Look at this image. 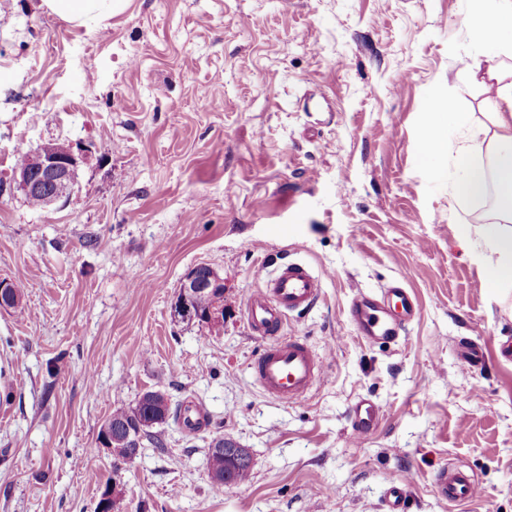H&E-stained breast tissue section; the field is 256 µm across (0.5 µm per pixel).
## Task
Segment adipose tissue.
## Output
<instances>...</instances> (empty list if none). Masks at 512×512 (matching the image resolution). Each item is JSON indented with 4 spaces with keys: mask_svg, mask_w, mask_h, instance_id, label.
<instances>
[{
    "mask_svg": "<svg viewBox=\"0 0 512 512\" xmlns=\"http://www.w3.org/2000/svg\"><path fill=\"white\" fill-rule=\"evenodd\" d=\"M128 0H43L47 10L60 19L85 27L124 11ZM469 32L475 46L471 56L463 60L465 77L488 82L493 95L489 100L494 134L486 143L487 164L465 165L454 193L460 198L481 199L495 190L499 205L497 221L486 233L498 255L488 271L487 283L498 287L504 278L512 277V73L494 64L497 55L512 49V0H474ZM469 117L456 107H449L447 123L431 122L422 148L426 158H442L448 152L449 131H462Z\"/></svg>",
    "mask_w": 512,
    "mask_h": 512,
    "instance_id": "ef3b65f1",
    "label": "adipose tissue"
}]
</instances>
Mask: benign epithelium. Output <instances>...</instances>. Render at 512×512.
Instances as JSON below:
<instances>
[{
  "label": "benign epithelium",
  "mask_w": 512,
  "mask_h": 512,
  "mask_svg": "<svg viewBox=\"0 0 512 512\" xmlns=\"http://www.w3.org/2000/svg\"><path fill=\"white\" fill-rule=\"evenodd\" d=\"M85 152L86 148L73 142L63 154L43 148L28 152L26 165L13 172L17 188L26 197H39L43 208L68 198L74 192L76 172ZM206 283L220 287L224 285V278L213 269L205 280L198 276L196 270L188 271L171 306L175 320L193 322L202 318L211 326L224 324V306L214 305L203 317L197 315L192 307L194 296Z\"/></svg>",
  "instance_id": "benign-epithelium-1"
}]
</instances>
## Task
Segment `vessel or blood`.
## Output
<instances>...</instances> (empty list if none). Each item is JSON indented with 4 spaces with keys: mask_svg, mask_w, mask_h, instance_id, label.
Masks as SVG:
<instances>
[{
    "mask_svg": "<svg viewBox=\"0 0 512 512\" xmlns=\"http://www.w3.org/2000/svg\"><path fill=\"white\" fill-rule=\"evenodd\" d=\"M322 288L320 276L306 263L290 261L278 266L265 288L248 297L246 320L263 349L251 363L259 387L283 402L305 398L324 378V362L299 338L280 335L286 314L311 310ZM419 309L409 290L398 285L380 292H359L350 313L357 335L367 343L399 336ZM380 416L379 406L368 399L354 408V436L365 435ZM407 477L395 476L386 488L387 512H405ZM435 493L444 501L463 504L476 498L481 486L474 475L455 464L440 467L433 476Z\"/></svg>",
    "mask_w": 512,
    "mask_h": 512,
    "instance_id": "vessel-or-blood-1",
    "label": "vessel or blood"
}]
</instances>
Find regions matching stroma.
I'll return each mask as SVG.
<instances>
[{
    "label": "stroma",
    "instance_id": "35a3bbf8",
    "mask_svg": "<svg viewBox=\"0 0 512 512\" xmlns=\"http://www.w3.org/2000/svg\"><path fill=\"white\" fill-rule=\"evenodd\" d=\"M472 0H130L91 30L42 0H0V512H98L118 481L124 512H385L409 472L406 512H512V282L488 287L484 203L455 197L449 135L436 179L422 153L432 108L492 125L488 87L459 74ZM50 139L88 156L69 199L31 207L18 153ZM323 278L287 314L325 378L294 403L248 363L261 342L247 297L280 260ZM224 279V324L178 322L184 274ZM406 281L420 313L394 343L367 344L356 291ZM475 345L483 365L463 367ZM148 390L199 406L114 472L99 431ZM382 409L352 436V409ZM251 454L247 481L214 492L216 436ZM478 478L452 505L447 463ZM435 493L444 501L463 504L476 498L481 486L474 475L455 464H445L433 476ZM408 478L394 476L387 482L386 507L387 512H405V498Z\"/></svg>",
    "mask_w": 512,
    "mask_h": 512
}]
</instances>
